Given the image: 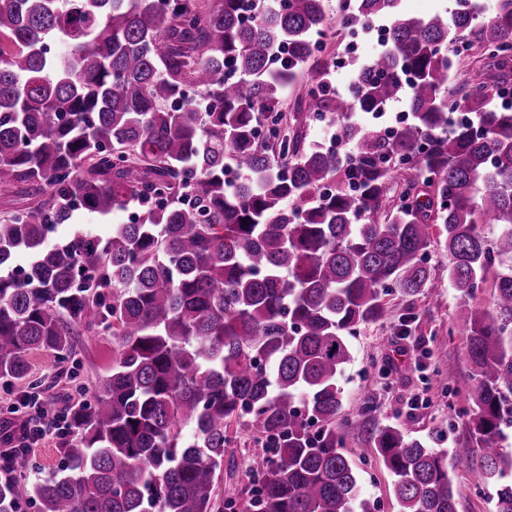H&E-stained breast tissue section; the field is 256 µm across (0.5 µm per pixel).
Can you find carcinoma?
Returning <instances> with one entry per match:
<instances>
[{
	"label": "carcinoma",
	"mask_w": 512,
	"mask_h": 512,
	"mask_svg": "<svg viewBox=\"0 0 512 512\" xmlns=\"http://www.w3.org/2000/svg\"><path fill=\"white\" fill-rule=\"evenodd\" d=\"M459 2L418 18L402 0H341L337 23L386 30L340 93L316 58L323 0L254 14L246 0H0V187L39 198L0 215V377L28 379L37 350L68 360L77 331L112 336L61 466L31 488L39 512H216L235 424L263 442L242 512H375L341 451L339 379L382 296L427 285L433 224L475 379L479 447L452 455L512 512V265L489 308L469 304L512 261V107L483 69L448 97L453 46L512 53V0L488 18L482 0ZM306 69L316 90L293 124L329 115L339 136L260 137ZM396 101L410 118L390 135L377 116ZM457 108L471 119L450 129ZM400 180L409 191L386 205ZM131 205L104 239L47 242L77 210ZM370 441L401 512H457L447 453L396 426ZM17 505L0 483V512ZM508 264L509 263L504 262V264L500 266L496 263L488 269L484 281L479 284V288L475 292L474 298L469 302L472 308L484 309L491 304L497 276L508 267Z\"/></svg>",
	"instance_id": "carcinoma-1"
}]
</instances>
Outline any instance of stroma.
<instances>
[{
    "label": "stroma",
    "mask_w": 512,
    "mask_h": 512,
    "mask_svg": "<svg viewBox=\"0 0 512 512\" xmlns=\"http://www.w3.org/2000/svg\"><path fill=\"white\" fill-rule=\"evenodd\" d=\"M325 4L328 25L319 39V56L331 67L332 89L342 91L353 75L352 65L345 62L350 35L335 24L340 0ZM431 232L427 286L413 297L397 289L384 297L382 316L351 337L352 360L341 381L340 418L367 413L365 423L345 433L343 451L358 471L363 498L375 502L377 512H400L391 477L370 451V437L379 428L400 425L405 433L440 451L475 445L464 414L472 381L466 337L456 320L460 295L449 279L448 256L439 244L440 225H432ZM74 345L75 362L63 374L49 352L30 356L35 375L44 380L41 398L52 401L62 415L92 403L98 378L112 367L111 336L82 333ZM60 448L56 439L38 445L29 456V469L15 474L22 489L18 512H38L24 489L61 465ZM448 470L458 512H491L489 495L478 492L467 462L449 459Z\"/></svg>",
    "instance_id": "1"
}]
</instances>
